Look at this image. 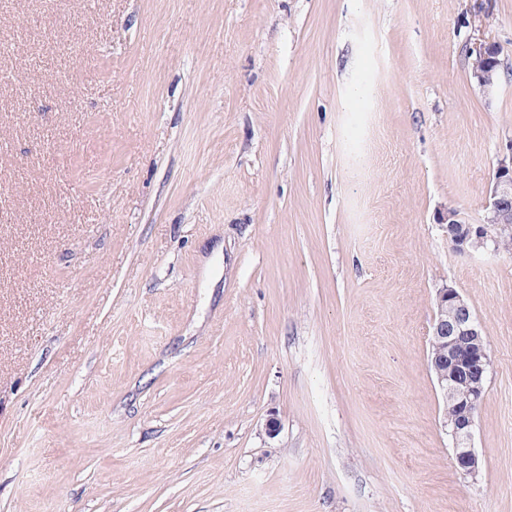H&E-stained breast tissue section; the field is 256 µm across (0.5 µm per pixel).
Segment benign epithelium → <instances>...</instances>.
I'll return each mask as SVG.
<instances>
[{
  "instance_id": "benign-epithelium-1",
  "label": "benign epithelium",
  "mask_w": 512,
  "mask_h": 512,
  "mask_svg": "<svg viewBox=\"0 0 512 512\" xmlns=\"http://www.w3.org/2000/svg\"><path fill=\"white\" fill-rule=\"evenodd\" d=\"M496 47L490 40H479L469 47V54L474 57L471 77L486 97L493 96L499 87L498 61L493 57ZM486 210L487 223L498 225L501 233L512 230V146L497 161ZM446 221L448 241L458 252L499 251L496 238L484 225L464 224L456 209H448ZM430 337L441 345L430 360V369L444 399L456 400L454 414L443 421L453 440L452 463L461 475L474 477L480 468L472 445L475 415L485 397L491 355L469 304L451 286L437 291V312Z\"/></svg>"
}]
</instances>
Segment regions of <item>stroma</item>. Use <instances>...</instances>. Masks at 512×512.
Wrapping results in <instances>:
<instances>
[{
  "instance_id": "stroma-1",
  "label": "stroma",
  "mask_w": 512,
  "mask_h": 512,
  "mask_svg": "<svg viewBox=\"0 0 512 512\" xmlns=\"http://www.w3.org/2000/svg\"><path fill=\"white\" fill-rule=\"evenodd\" d=\"M0 143V512H512V253L443 222L512 144V0H0ZM496 47L497 44L490 40H478L469 47V54L475 58L473 64L470 61V67L473 65L471 77L485 97H492L499 87L498 61L491 56ZM430 337L431 344L439 340L441 345L429 363L448 403L443 424L453 440L452 463L458 473L473 477L480 468L472 445L475 415L485 397L491 355L480 323L452 286L437 291V312ZM448 399L456 400L455 412L449 419L453 404Z\"/></svg>"
}]
</instances>
